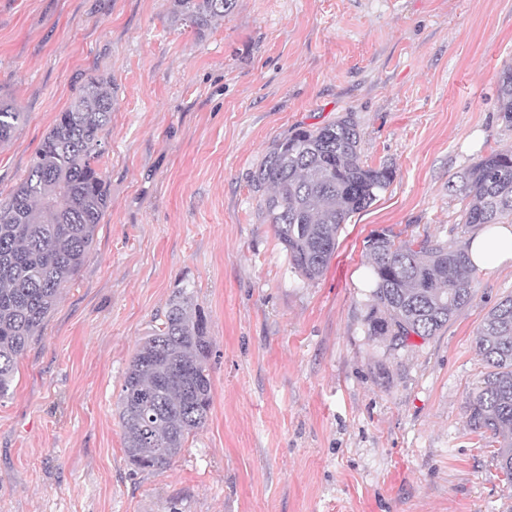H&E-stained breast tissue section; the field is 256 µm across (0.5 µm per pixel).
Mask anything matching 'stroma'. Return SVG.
<instances>
[{
    "label": "stroma",
    "mask_w": 512,
    "mask_h": 512,
    "mask_svg": "<svg viewBox=\"0 0 512 512\" xmlns=\"http://www.w3.org/2000/svg\"><path fill=\"white\" fill-rule=\"evenodd\" d=\"M171 0H0V199L87 80L112 82L93 247L0 399V512H512L468 426L487 313L512 264L475 273L438 336L366 333L365 242L456 247L448 183L512 149L498 82L512 0H238L202 37ZM352 113L389 188L338 233L314 282L288 264L251 177L274 140ZM186 290L208 317L213 402L165 468L125 458L117 414L137 341ZM25 119V112H20L15 103L0 98V143L9 141L15 128Z\"/></svg>",
    "instance_id": "35a3bbf8"
}]
</instances>
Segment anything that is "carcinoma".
<instances>
[{
  "mask_svg": "<svg viewBox=\"0 0 512 512\" xmlns=\"http://www.w3.org/2000/svg\"><path fill=\"white\" fill-rule=\"evenodd\" d=\"M237 0H174L172 17L198 37ZM499 98L512 123V69L502 72ZM105 83H87L59 113L26 176L0 199V398L11 391L18 359L41 333L64 288L89 254L111 199L100 169L101 134L112 120ZM25 119L0 98V143ZM388 165L361 157L352 114L274 141L252 185L264 219L303 279L321 278L336 251L341 226L386 191ZM465 202V223L512 219V150L492 151L451 185ZM372 275L368 335L392 350L408 337L438 335L471 300L474 266L466 251L439 238L400 240L390 229L366 240ZM476 348L487 367L469 404L475 433L497 439L496 459L512 478V295L499 301L477 330ZM213 353L208 319L181 291L170 300L162 326L139 342L123 376L118 416L124 452L139 470L168 465L203 427L212 406L207 363Z\"/></svg>",
  "mask_w": 512,
  "mask_h": 512,
  "instance_id": "cac0c4a2",
  "label": "carcinoma"
}]
</instances>
